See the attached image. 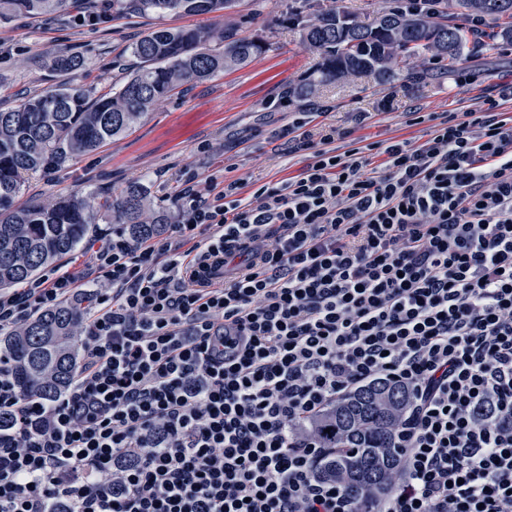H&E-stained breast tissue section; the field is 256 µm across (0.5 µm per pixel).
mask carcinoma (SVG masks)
<instances>
[{"instance_id": "carcinoma-1", "label": "carcinoma", "mask_w": 512, "mask_h": 512, "mask_svg": "<svg viewBox=\"0 0 512 512\" xmlns=\"http://www.w3.org/2000/svg\"><path fill=\"white\" fill-rule=\"evenodd\" d=\"M473 13L512 24V0H460ZM236 0H112L117 9L173 15L220 13ZM68 0H0V22L17 15L47 17L66 9ZM304 40L322 56L318 83L371 72L389 80L392 61L422 51L453 62L468 43V32L448 23L415 17L389 7L372 25L337 12L307 29ZM254 42L230 40L201 29L163 28L129 46L138 66L112 91L93 95L77 82L85 58L61 52L52 67L62 80L46 90L0 109V290L19 288L41 268L74 253L101 212L135 239L156 236L168 214L154 208L148 189L132 182L117 195L95 190L65 198L16 204L24 175L49 164H63L101 144L127 134L159 101L179 86L203 82L224 69L246 63L261 53ZM85 319L82 305L64 302L38 314L0 338V361L13 369L22 393L54 399L72 380ZM405 387L375 381L357 389L313 425L314 432L336 453L324 460L320 473L344 482L359 495V512H373L374 499L387 487L401 448L398 423L408 407ZM330 432H325V429Z\"/></svg>"}]
</instances>
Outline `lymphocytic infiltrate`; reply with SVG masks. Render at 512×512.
<instances>
[{
    "instance_id": "obj_1",
    "label": "lymphocytic infiltrate",
    "mask_w": 512,
    "mask_h": 512,
    "mask_svg": "<svg viewBox=\"0 0 512 512\" xmlns=\"http://www.w3.org/2000/svg\"><path fill=\"white\" fill-rule=\"evenodd\" d=\"M443 117L372 165L311 113L301 173L193 182L169 234L0 292V330L95 288L67 391L0 363V512H357L311 425L383 379L411 393L377 512H512V115ZM224 257L209 287L190 266Z\"/></svg>"
}]
</instances>
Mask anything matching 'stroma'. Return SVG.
Returning a JSON list of instances; mask_svg holds the SVG:
<instances>
[{"label":"stroma","instance_id":"35a3bbf8","mask_svg":"<svg viewBox=\"0 0 512 512\" xmlns=\"http://www.w3.org/2000/svg\"><path fill=\"white\" fill-rule=\"evenodd\" d=\"M386 6V0H238L232 10L206 15L115 13L94 28L76 26L68 13L19 17L0 26L6 48L0 55V107L49 87V61L62 50L89 59L81 84L109 92L136 66L129 45L159 27L212 30L263 47L245 65L178 89L123 137L27 175L19 204L89 189L115 195L138 181L156 205L172 212L191 178H241L259 186L299 174L304 157L289 151L281 136L289 113L312 112L315 126L342 130L333 146L343 153L393 138L424 141L428 126L412 123V113L481 111L487 98L512 85V29L491 21L485 46L464 49L457 65L423 52L398 60L390 81L350 76L319 86L311 98L291 96L321 61L302 40L307 26L330 11L369 23ZM464 70L472 82L459 83ZM361 111L369 118L359 124L354 115Z\"/></svg>","mask_w":512,"mask_h":512}]
</instances>
